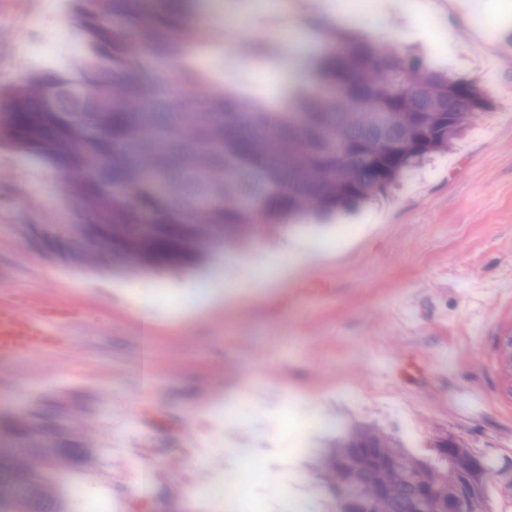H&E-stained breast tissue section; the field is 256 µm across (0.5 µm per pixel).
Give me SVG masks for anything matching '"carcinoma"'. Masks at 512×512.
Returning a JSON list of instances; mask_svg holds the SVG:
<instances>
[{
    "label": "carcinoma",
    "instance_id": "carcinoma-1",
    "mask_svg": "<svg viewBox=\"0 0 512 512\" xmlns=\"http://www.w3.org/2000/svg\"><path fill=\"white\" fill-rule=\"evenodd\" d=\"M95 51L79 75L38 76L0 97V140L50 165L81 200L76 224H30L40 249L81 263L180 268L229 237L291 228L312 210L340 211L386 195L445 152L492 107L475 81L365 40L333 36L315 91L288 108L255 105L204 81L194 60L212 45L195 0H78ZM9 448L0 512H69L59 475L99 460L71 402L42 400L0 418ZM448 463L417 460L372 427L336 439L322 462L330 512H441L464 490L461 512H485L486 477L471 449L448 436Z\"/></svg>",
    "mask_w": 512,
    "mask_h": 512
}]
</instances>
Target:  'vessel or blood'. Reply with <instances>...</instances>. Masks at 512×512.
<instances>
[{"instance_id": "1", "label": "vessel or blood", "mask_w": 512, "mask_h": 512, "mask_svg": "<svg viewBox=\"0 0 512 512\" xmlns=\"http://www.w3.org/2000/svg\"><path fill=\"white\" fill-rule=\"evenodd\" d=\"M68 313L38 308L32 315H21L7 292H0V366H10L24 356L57 345L62 330L70 325Z\"/></svg>"}]
</instances>
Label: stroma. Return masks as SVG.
<instances>
[{"mask_svg":"<svg viewBox=\"0 0 512 512\" xmlns=\"http://www.w3.org/2000/svg\"><path fill=\"white\" fill-rule=\"evenodd\" d=\"M399 2L377 0L370 24L320 13L311 0H272L263 12L239 0V33L215 24L225 53L234 35L271 41L287 30L320 45L333 29L395 45L486 89L492 110L386 198L311 212L302 225L179 270L125 272L30 244L27 224L56 223L81 203L60 192L47 167L0 142V290L24 308L45 300L74 310L65 344L0 368V415L52 396L88 408L105 446L96 465L66 474V487L122 512H239L192 491L249 456L263 474L251 512H285L272 485L317 497L327 512L319 467L331 434L297 429L312 415L343 429L373 424L423 460L435 459L438 437L455 436L497 464L489 512H512L501 493L512 481V376L502 364L512 337V0H461L444 16L402 11ZM475 7L485 19L478 42L460 33ZM78 9L77 0H0L1 93L76 69L86 52ZM398 30L405 40L394 41ZM40 43L51 51L34 52ZM284 64L282 53L262 55L243 74L213 69L206 83L265 100ZM464 388L486 394L481 415L454 406ZM242 395L252 402L249 419L217 417ZM135 462L152 470L142 492L130 476Z\"/></svg>","mask_w":512,"mask_h":512,"instance_id":"35a3bbf8","label":"stroma"}]
</instances>
